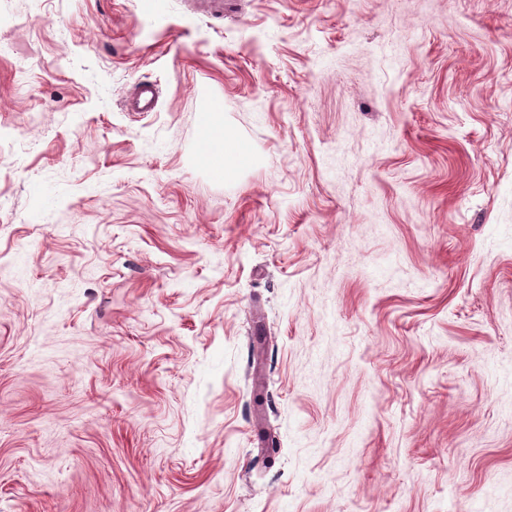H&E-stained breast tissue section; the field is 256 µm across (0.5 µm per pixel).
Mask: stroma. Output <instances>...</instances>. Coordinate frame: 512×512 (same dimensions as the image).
Segmentation results:
<instances>
[{
  "instance_id": "obj_1",
  "label": "stroma",
  "mask_w": 512,
  "mask_h": 512,
  "mask_svg": "<svg viewBox=\"0 0 512 512\" xmlns=\"http://www.w3.org/2000/svg\"><path fill=\"white\" fill-rule=\"evenodd\" d=\"M0 512H512V0H0ZM219 114L216 108L203 113L204 149L199 160L215 175L226 179L235 176L250 161L251 154L244 141L226 132L218 119Z\"/></svg>"
}]
</instances>
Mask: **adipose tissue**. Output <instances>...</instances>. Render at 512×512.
<instances>
[{
  "label": "adipose tissue",
  "instance_id": "1",
  "mask_svg": "<svg viewBox=\"0 0 512 512\" xmlns=\"http://www.w3.org/2000/svg\"><path fill=\"white\" fill-rule=\"evenodd\" d=\"M218 116L214 108L202 116L204 148L199 160L215 175L226 179L235 176L249 162L251 154L244 141L226 132Z\"/></svg>",
  "mask_w": 512,
  "mask_h": 512
}]
</instances>
